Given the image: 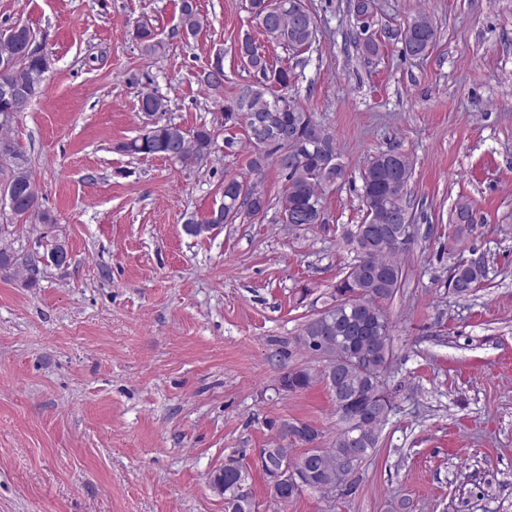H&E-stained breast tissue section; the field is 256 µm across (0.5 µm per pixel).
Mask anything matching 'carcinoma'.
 I'll return each mask as SVG.
<instances>
[{"instance_id": "1", "label": "carcinoma", "mask_w": 512, "mask_h": 512, "mask_svg": "<svg viewBox=\"0 0 512 512\" xmlns=\"http://www.w3.org/2000/svg\"><path fill=\"white\" fill-rule=\"evenodd\" d=\"M271 0H249V10L258 21L268 40L290 49H308L316 41L315 18L298 19L286 12L279 13L275 20L267 21ZM179 26L183 33L194 36L202 27V18L195 0H181ZM400 37L403 51L413 57L425 55L437 40V30L424 12L417 13L396 33ZM134 38L138 41L143 55L152 57L164 48L163 42L156 39L152 30L145 25L137 26ZM237 52L253 71L260 75L255 86L241 91L229 104L223 105L220 127L245 124L250 143L256 148L249 162L250 174H262L268 162H274L286 180V186L277 201L268 199L261 191L251 186L244 177L224 179V222L245 215L254 217L275 210L276 220L290 213L308 209L312 199L324 200L327 181L325 162L335 163L336 176L341 178L344 169L339 163L336 139L332 132L314 118L298 102L278 94L273 87L284 88L291 81V71L272 66L265 55L259 52L254 42L245 38L238 44ZM8 78L26 92V104L21 111L26 112L42 90L44 78L35 59H21L12 74L0 73V81ZM200 84L209 90L217 91L224 86V69L201 73ZM249 112H264L272 118L273 127L265 135L253 129L241 106ZM140 111L152 115L168 111V100L151 92L141 94ZM288 132L295 139L313 141L314 145L303 154L297 164L288 163L285 146L279 143L276 132ZM215 147V129L206 123L193 129L166 122L155 124L149 131L121 145V150L132 155L161 156L185 166L200 165L207 161ZM0 164L11 168L8 187L11 188L15 206L11 212L17 217L35 216L46 225L54 224L53 217L40 208L36 184L31 176L27 160L19 147L7 137H0ZM391 152H380L372 156L361 173V202L364 210L363 224L356 225L350 234L349 242L354 245L356 258L345 275L337 282L331 302L327 303L325 320L312 318L303 325L297 341L309 352H317L310 344V338L323 336L336 347V388L330 389L335 404L340 430L332 447L318 455H302L299 461L305 463L312 474L314 484L334 487L346 491L352 487L355 474L363 462L377 447L379 435L388 416L375 420L364 418L365 408L377 399L376 379L385 375L392 355L390 324L384 314L382 304L390 300L400 288L403 277L402 255L409 249V241L391 233L382 246L363 252L360 238L362 225L383 224L394 226L392 213L409 206L408 186L413 174L410 158L402 156L403 168L399 177H394L388 165ZM455 234L461 235L466 226L474 223L471 205L462 200L456 203L451 214ZM38 256L26 253L22 256L0 249V271L9 272L24 278L33 285L39 272ZM449 280L457 283L453 292L460 298L469 297L488 280L489 268L486 264L474 265L467 259H458L449 268ZM357 294L359 307L354 310L342 308L341 299L346 292ZM318 382H327L326 373H316L308 369L285 372L280 377V388L285 392L307 389ZM224 482V505L227 512H255L252 493L238 494L237 486L248 484L249 473L242 468L233 476L218 469L211 475V482Z\"/></svg>"}]
</instances>
